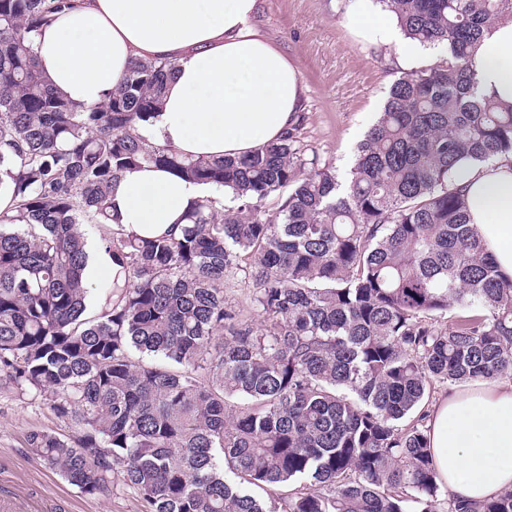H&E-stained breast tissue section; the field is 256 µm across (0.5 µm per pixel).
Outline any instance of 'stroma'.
I'll return each mask as SVG.
<instances>
[{"label":"stroma","instance_id":"obj_1","mask_svg":"<svg viewBox=\"0 0 512 512\" xmlns=\"http://www.w3.org/2000/svg\"><path fill=\"white\" fill-rule=\"evenodd\" d=\"M350 0H262L256 24L300 70L299 138L306 156L347 170L376 121L391 85L411 67L439 62L438 50L410 64L402 44L362 43ZM69 435L42 398L0 376V503L27 501L36 512H142L137 496L113 477L110 496L83 495L30 453L29 431Z\"/></svg>","mask_w":512,"mask_h":512}]
</instances>
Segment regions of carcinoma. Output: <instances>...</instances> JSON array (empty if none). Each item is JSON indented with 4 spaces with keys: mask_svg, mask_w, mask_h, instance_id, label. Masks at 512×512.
Segmentation results:
<instances>
[{
    "mask_svg": "<svg viewBox=\"0 0 512 512\" xmlns=\"http://www.w3.org/2000/svg\"><path fill=\"white\" fill-rule=\"evenodd\" d=\"M381 2L446 57L392 84L341 176L305 158L295 127L239 158L149 145L171 62L136 61L106 103L76 107L35 45L71 0H0L16 211L0 217V371L78 431L33 430L27 447L82 494L109 495L119 473L144 512H437L432 388L512 375V277L457 183L512 156V104L473 69L512 0ZM144 164L239 205L207 198L177 233L126 234L111 195ZM85 223L122 264L100 288L84 277ZM235 276L254 288L250 323L224 297ZM444 512H512V490L477 507L450 494Z\"/></svg>",
    "mask_w": 512,
    "mask_h": 512,
    "instance_id": "cac0c4a2",
    "label": "carcinoma"
}]
</instances>
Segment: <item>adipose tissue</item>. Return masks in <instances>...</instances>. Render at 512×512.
I'll return each mask as SVG.
<instances>
[{
  "label": "adipose tissue",
  "instance_id": "obj_1",
  "mask_svg": "<svg viewBox=\"0 0 512 512\" xmlns=\"http://www.w3.org/2000/svg\"><path fill=\"white\" fill-rule=\"evenodd\" d=\"M258 0H73L36 39L38 63L76 105H98L138 59L174 68L151 145L198 158L236 157L277 141L296 122L298 67L254 25ZM360 36L397 39L395 15L379 0H351ZM483 91L512 104V19L496 23L475 56ZM470 222L512 275V160L467 166L459 181ZM212 189L149 165L127 171L112 196L125 233L177 232ZM442 483L465 501L512 488V381L471 382L440 396L427 423Z\"/></svg>",
  "mask_w": 512,
  "mask_h": 512
}]
</instances>
